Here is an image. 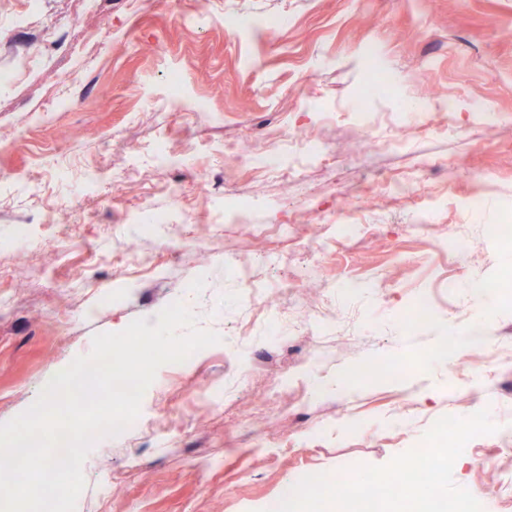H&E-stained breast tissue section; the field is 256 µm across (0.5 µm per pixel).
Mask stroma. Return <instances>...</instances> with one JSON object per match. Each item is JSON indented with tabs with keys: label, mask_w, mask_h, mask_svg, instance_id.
<instances>
[{
	"label": "stroma",
	"mask_w": 512,
	"mask_h": 512,
	"mask_svg": "<svg viewBox=\"0 0 512 512\" xmlns=\"http://www.w3.org/2000/svg\"><path fill=\"white\" fill-rule=\"evenodd\" d=\"M238 13L253 27L227 32L225 17ZM272 16L286 22L274 35ZM491 16L512 27V0H94L86 10L76 0H0V74L17 75L0 89L9 144L0 150V423L89 355L95 334L155 321L174 296L221 337L188 366L159 367L141 403L148 426L94 442L76 512H266L302 472L388 465L440 417L483 409L498 430L470 441L453 479L492 512H512V486L472 462L475 449L512 448V373L500 372L512 366V304L466 291L512 271V250L481 235L512 205V41L488 26ZM371 44L397 78L395 97L359 96ZM173 69L184 82L178 101L168 95ZM421 97L430 111L402 141L362 148L353 113H372L389 136L404 121L400 104ZM473 99L494 113V128L473 121ZM306 136L338 160L307 167L313 193L302 205L297 186L232 158L273 145L293 165ZM422 155L433 162L423 187L441 200L434 235L463 226L471 241L446 282L444 265L427 261L429 241L405 231L418 197L369 202L361 221L381 234L348 238L342 228L346 193L380 190ZM475 192L483 207L473 218L454 202ZM243 194L254 206L241 212L232 201ZM145 204L172 222L141 237L129 219ZM275 224L292 225V238ZM23 226L19 257L12 244ZM308 238L324 258L307 259ZM133 248L157 257L158 277L134 276ZM243 264L268 288L293 287L298 302L329 298L339 314L354 313L352 338L315 325L299 336L239 335L232 270ZM378 269L391 287L335 297V283ZM433 288L436 324L405 323L399 309ZM458 306L471 308L492 351L428 359ZM366 359L411 370L381 386L359 371ZM254 367L287 375L286 418L263 407ZM317 380L344 386L302 395Z\"/></svg>",
	"instance_id": "obj_1"
}]
</instances>
